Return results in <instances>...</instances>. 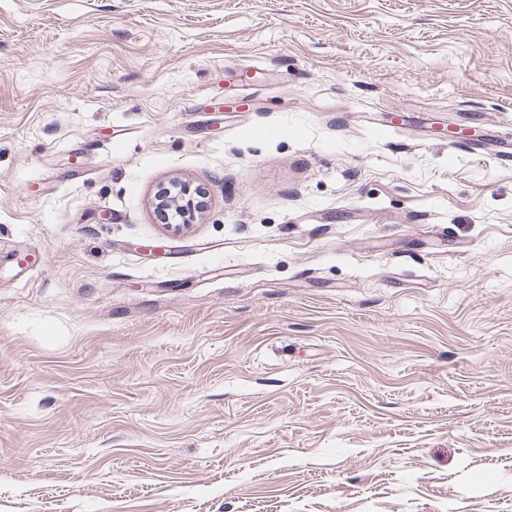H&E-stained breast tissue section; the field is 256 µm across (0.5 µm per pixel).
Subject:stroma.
Wrapping results in <instances>:
<instances>
[{
	"label": "stroma",
	"instance_id": "obj_1",
	"mask_svg": "<svg viewBox=\"0 0 512 512\" xmlns=\"http://www.w3.org/2000/svg\"><path fill=\"white\" fill-rule=\"evenodd\" d=\"M0 512H512V0H0ZM176 190L175 194L171 196V191H164L159 196V209L165 211L168 219L170 214L168 211H172L171 217L174 219L176 224L170 225L174 231H180L184 229L186 225L192 224L199 213L203 209V201L197 200L196 197L191 194V189L185 185L177 184L174 186ZM170 199V200H169Z\"/></svg>",
	"mask_w": 512,
	"mask_h": 512
}]
</instances>
